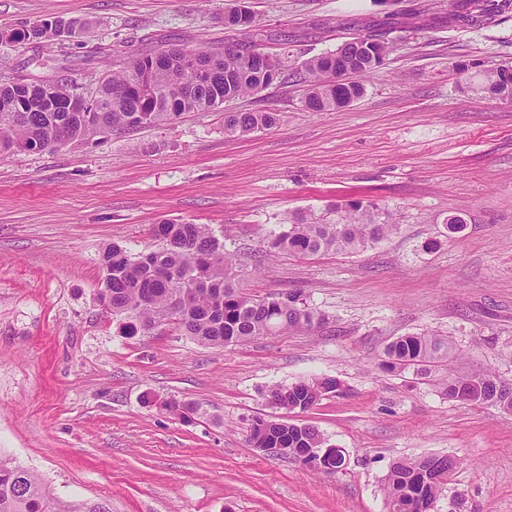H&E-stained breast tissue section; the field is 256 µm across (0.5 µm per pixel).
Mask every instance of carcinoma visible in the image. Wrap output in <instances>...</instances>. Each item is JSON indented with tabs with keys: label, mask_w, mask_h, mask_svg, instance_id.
<instances>
[{
	"label": "carcinoma",
	"mask_w": 512,
	"mask_h": 512,
	"mask_svg": "<svg viewBox=\"0 0 512 512\" xmlns=\"http://www.w3.org/2000/svg\"><path fill=\"white\" fill-rule=\"evenodd\" d=\"M511 13L512 0H462L454 17L475 25ZM254 26L246 0H231L224 8V29L244 35L243 39L222 48L172 46L131 54L99 77L87 112L55 111V104L79 95L78 86L68 80L43 81L40 99L25 112L14 111L11 103L28 95L27 85L18 78L1 82L0 156H14L23 145L55 149L56 121L61 119L69 126L70 143L75 145L86 139L89 119L101 121L114 134H123L196 111H222L225 135L249 136L277 126L281 117L277 112H235L230 109L233 101L289 78L302 87L303 107L308 110L348 105L364 94V79L384 65L395 41L394 29L369 28L348 34L336 49L295 66L273 54L279 67V77L273 80L260 65L246 60V54L257 49L248 36ZM477 90L494 98H512V67L483 71ZM396 229L375 205L351 201L322 216L310 211L290 214L280 231L269 236L267 247L273 254L356 253ZM152 233L158 248L133 254L114 244L101 259L104 277L98 299L107 305V314L126 319L124 328L129 334L148 332L168 321L202 344L227 347L290 330L309 331L323 323L321 314L295 296L259 297L242 288V272L225 251L224 240L208 225L162 220ZM451 354L445 336L407 334L384 347L379 365L390 372L407 371L417 380L439 372L445 389L450 382L467 387L476 379L481 396L472 403H493L512 411L511 386L489 373L460 374L447 368ZM335 390L333 379H311L273 385L267 396L272 406L292 412L311 408ZM155 404L187 421L200 410L199 403L176 397ZM246 441L253 448H286L293 453L329 447L311 426L259 417L251 420ZM453 466L446 458L431 457L394 464L384 486L388 512H422L425 501H436ZM0 512L96 510L88 503L53 498L35 472L0 456Z\"/></svg>",
	"instance_id": "1"
}]
</instances>
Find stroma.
Returning a JSON list of instances; mask_svg holds the SVG:
<instances>
[{
  "label": "stroma",
  "instance_id": "35a3bbf8",
  "mask_svg": "<svg viewBox=\"0 0 512 512\" xmlns=\"http://www.w3.org/2000/svg\"><path fill=\"white\" fill-rule=\"evenodd\" d=\"M455 0H249L254 40L289 59L394 22L399 39L362 98L328 112L276 83L236 101L279 113L244 138L220 112L0 158V455L59 500L112 512H386L399 461L457 467L434 512H512V413L448 399L386 373L396 337L447 336L459 370L512 382V100L468 91L512 65V20H450ZM90 21L68 41H0V81L62 77L96 86L140 50L233 41L224 0H0V30L47 16ZM466 71H458V64ZM370 202L397 231L361 252L264 258L287 213ZM465 228L452 234L448 220ZM164 219L210 225L254 295L294 294L327 318L312 333L212 347L175 325L128 336L97 305L104 247L155 248ZM333 379L305 413L270 407L272 384ZM199 402L185 422L154 401ZM270 415L317 428L346 465L319 472L245 441Z\"/></svg>",
  "mask_w": 512,
  "mask_h": 512
}]
</instances>
